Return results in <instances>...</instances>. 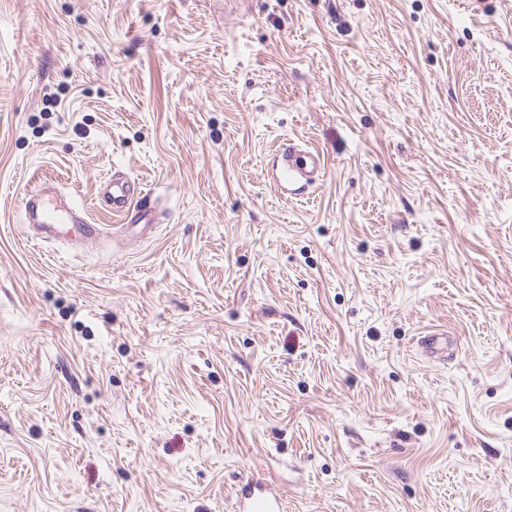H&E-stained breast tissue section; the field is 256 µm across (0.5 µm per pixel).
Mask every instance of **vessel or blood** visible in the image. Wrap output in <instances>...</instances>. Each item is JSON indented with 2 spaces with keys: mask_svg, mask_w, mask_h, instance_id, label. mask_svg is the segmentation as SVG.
<instances>
[{
  "mask_svg": "<svg viewBox=\"0 0 512 512\" xmlns=\"http://www.w3.org/2000/svg\"><path fill=\"white\" fill-rule=\"evenodd\" d=\"M325 176V162L317 150L286 144L278 155L274 183L279 189L296 184H315ZM100 199L119 217L122 229H147L152 225V210L138 182L121 171L113 172L99 185ZM25 222L37 239L57 240L78 235L84 239H99L101 225L89 223L83 205H69L49 188L34 189L23 199ZM418 346L430 357H441L448 351V339L443 333L429 331L417 340ZM239 512H280L277 488L266 480L246 479L236 491Z\"/></svg>",
  "mask_w": 512,
  "mask_h": 512,
  "instance_id": "obj_1",
  "label": "vessel or blood"
}]
</instances>
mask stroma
Instances as JSON below:
<instances>
[{"mask_svg": "<svg viewBox=\"0 0 512 512\" xmlns=\"http://www.w3.org/2000/svg\"><path fill=\"white\" fill-rule=\"evenodd\" d=\"M288 141L327 167L286 197ZM41 181L104 237L32 240ZM246 477L512 512V0H0V512H234ZM99 198L120 218V229L140 228L139 235L153 223L152 208L145 203L146 195L139 183L123 171H114L99 185ZM417 344L428 357H446L448 354V337H446V333L437 331L426 332L417 339Z\"/></svg>", "mask_w": 512, "mask_h": 512, "instance_id": "35a3bbf8", "label": "stroma"}]
</instances>
